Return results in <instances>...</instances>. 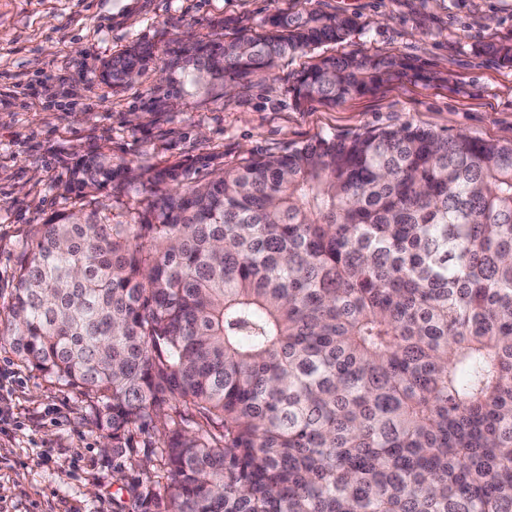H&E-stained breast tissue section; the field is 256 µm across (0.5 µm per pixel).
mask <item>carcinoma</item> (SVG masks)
I'll return each mask as SVG.
<instances>
[{
    "mask_svg": "<svg viewBox=\"0 0 512 512\" xmlns=\"http://www.w3.org/2000/svg\"><path fill=\"white\" fill-rule=\"evenodd\" d=\"M262 35L179 43L187 69L245 80L341 42L354 18L279 13ZM512 67V40L479 48ZM154 54L105 62L124 85ZM410 68L325 56L295 104L336 105ZM84 157L73 202L112 184ZM11 344L79 390L144 512H512V143L410 124L320 138L96 210L23 247ZM162 438L150 440V422Z\"/></svg>",
    "mask_w": 512,
    "mask_h": 512,
    "instance_id": "cac0c4a2",
    "label": "carcinoma"
}]
</instances>
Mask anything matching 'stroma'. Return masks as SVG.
Here are the masks:
<instances>
[{
	"label": "stroma",
	"mask_w": 512,
	"mask_h": 512,
	"mask_svg": "<svg viewBox=\"0 0 512 512\" xmlns=\"http://www.w3.org/2000/svg\"><path fill=\"white\" fill-rule=\"evenodd\" d=\"M304 10L358 27L242 83H197L168 65L177 42L255 33L273 14ZM511 37L512 0H0V368L12 411L0 512H113L130 497L88 399L22 363L6 331L20 252L39 224L71 212L65 185L82 155L120 167L94 200L128 224L153 193L322 137L410 123L510 144L512 67L478 47ZM137 43L153 45L150 67L117 89L101 82V63ZM347 52L400 54L415 69L372 95L295 106L296 75ZM169 170L175 179L151 185Z\"/></svg>",
	"instance_id": "stroma-1"
}]
</instances>
